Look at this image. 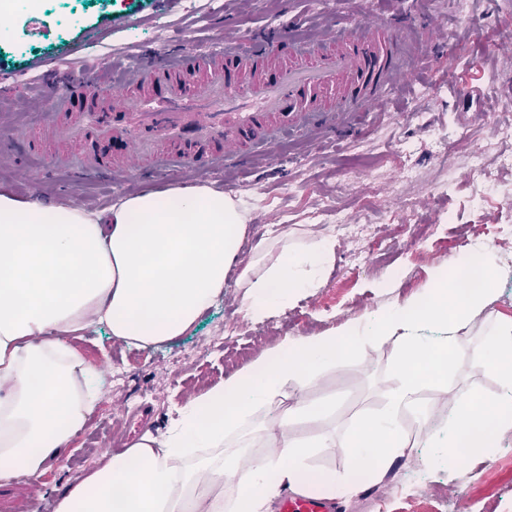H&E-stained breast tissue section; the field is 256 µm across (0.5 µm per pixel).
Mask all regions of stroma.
<instances>
[{
	"mask_svg": "<svg viewBox=\"0 0 512 512\" xmlns=\"http://www.w3.org/2000/svg\"><path fill=\"white\" fill-rule=\"evenodd\" d=\"M12 27L0 29V134L47 121L72 85L92 90L125 77L136 54L150 55L161 80L193 81L182 58L205 54L234 35H269L258 68L294 61L298 35L319 42L363 34L397 19L403 64L381 100L364 112L337 115L338 132L296 127L244 167L209 172L163 170L138 178L112 167L119 147L102 163L100 178L82 177L57 164L53 142L27 155L0 147V186L18 199L82 205L102 211L126 194L174 186L228 189L244 216L243 255L271 244L332 237L336 256L320 288L284 313L250 321L237 284L227 274L224 296L183 336L146 351L88 328L77 347L103 365L100 398L71 447L49 460L41 483L0 480V512H41L57 504L69 480L100 464L113 430L129 440L162 435L177 408L241 370L286 336L326 332L421 291L429 270L463 254V242L483 225L512 227V140L497 126L512 122V0H20ZM480 87L483 102L457 110L456 97ZM482 156L484 170L472 167ZM500 269L486 313L512 317V240L486 238ZM397 284L382 288L389 276ZM217 336L224 347L178 368L197 344ZM476 334L452 355L456 374L447 393L426 380L420 400L437 420L448 418L453 393H499L497 379L471 363ZM395 375L389 347L346 357L304 399L335 397V407L309 431L344 438L361 416L382 410ZM413 449L379 482L342 496L347 512H512V438L492 458L457 468L421 463Z\"/></svg>",
	"mask_w": 512,
	"mask_h": 512,
	"instance_id": "obj_1",
	"label": "stroma"
}]
</instances>
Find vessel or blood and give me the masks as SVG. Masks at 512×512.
<instances>
[{
  "mask_svg": "<svg viewBox=\"0 0 512 512\" xmlns=\"http://www.w3.org/2000/svg\"><path fill=\"white\" fill-rule=\"evenodd\" d=\"M397 31L392 23L379 30L380 49L375 40L350 36L328 61L310 60L268 73L257 68L264 44L225 45L189 59L190 68L205 75L191 85L177 80L155 84L149 68L133 64L129 78L145 85V92L130 93L122 82L91 93L73 90L56 109L79 113V120L49 124L45 133L57 142L83 144L78 163L83 175L98 170L102 146L115 142L122 148V168L130 171L143 157L156 169L220 162L243 166L278 133L312 120L308 100L331 89L339 75L348 77L339 111H358L366 99L378 96L397 69ZM278 512H344V507L331 498L286 492Z\"/></svg>",
  "mask_w": 512,
  "mask_h": 512,
  "instance_id": "b4317fda",
  "label": "vessel or blood"
}]
</instances>
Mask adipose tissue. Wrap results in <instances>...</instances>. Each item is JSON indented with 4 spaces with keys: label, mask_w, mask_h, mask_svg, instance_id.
Listing matches in <instances>:
<instances>
[{
    "label": "adipose tissue",
    "mask_w": 512,
    "mask_h": 512,
    "mask_svg": "<svg viewBox=\"0 0 512 512\" xmlns=\"http://www.w3.org/2000/svg\"><path fill=\"white\" fill-rule=\"evenodd\" d=\"M238 205L209 186L142 191L103 211L23 202L0 189V477L40 480L94 406L100 377L74 341L91 324L147 349L183 335L224 292L231 265L251 320L285 311L321 286L336 242L322 237L243 256ZM491 247L439 265L421 293L328 333L288 336L189 399L162 438L143 434L126 454L69 481L57 512H269L281 490L332 497L382 479L397 458L428 446L434 413L419 400L418 360H434L440 386L448 353L493 300ZM390 345L398 380L384 412L363 417L344 441L297 434L324 406L300 394L365 345ZM501 391L459 395L444 426L443 457L490 458L512 436V317H496L471 357ZM415 415L413 431L399 424ZM246 441L231 456L229 439ZM343 444V472L317 470L312 449Z\"/></svg>",
    "instance_id": "ef3b65f1"
}]
</instances>
